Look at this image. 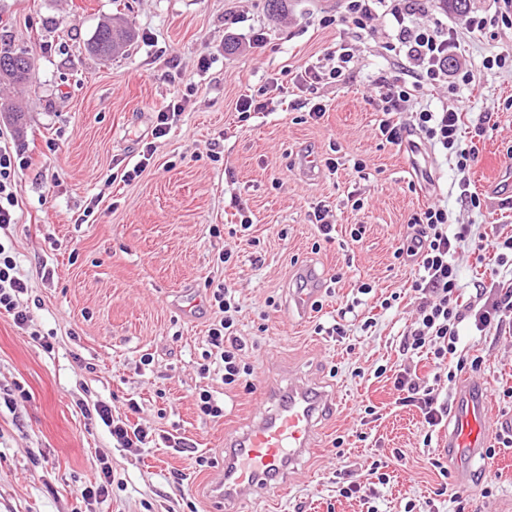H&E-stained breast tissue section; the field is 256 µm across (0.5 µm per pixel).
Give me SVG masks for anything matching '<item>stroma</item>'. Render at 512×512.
<instances>
[{"label":"stroma","mask_w":512,"mask_h":512,"mask_svg":"<svg viewBox=\"0 0 512 512\" xmlns=\"http://www.w3.org/2000/svg\"><path fill=\"white\" fill-rule=\"evenodd\" d=\"M426 6L456 27L474 80L407 103L399 119L409 130L392 144L378 133L383 112L364 93L400 75L395 32L383 17L369 31L342 22V0H287L276 19L268 0H0V50L32 61L27 84L0 85V146L31 160L15 177L18 222L8 244L28 284L21 305L53 345L44 351L0 312V512H215L208 481L224 464L225 431L254 416L263 385L291 374L335 392L336 411L287 485L253 512H402L408 503L414 512H454V491L465 512H512V447L495 467L450 459L440 475L431 460L447 426L429 429L416 407L396 404L392 387L406 363L422 376L433 370L430 355L409 360L400 348L417 320L416 268L394 251L413 213L444 205L452 224L469 228L454 257L464 301H475L492 269L512 276L493 250L471 244L490 231L512 236V209L484 189L512 167V68L483 66L512 53V25L498 19L503 0H469L463 15L438 0ZM116 15L135 40L123 55L98 59L86 46ZM327 15L335 24L321 26ZM470 15L489 18L486 33L466 30ZM257 30L269 35L265 48L250 44ZM342 44L354 51L346 81L296 96L282 90L287 76ZM257 94L265 111L239 121L237 101ZM177 95L186 96L185 111L153 138L157 111ZM298 98L326 106L320 123L304 120ZM7 103L23 106L21 120ZM428 106L462 111V145L476 153L465 170L411 129L413 112ZM484 115L493 127L480 135ZM150 142L148 166L125 181ZM330 156L337 171L325 165ZM319 205L333 214L329 242L312 222ZM355 224L364 227L357 242ZM226 250L227 265L218 259ZM300 264L342 276L320 291L321 310L296 308ZM211 281L226 282L239 302L242 357L253 370L231 390L217 371L199 369L215 317ZM364 282L375 295H359ZM394 292L400 300L383 308ZM349 303L355 317L335 339L326 329ZM460 348L483 360L475 377L489 423H511L512 321L466 333ZM202 389L223 403V417L199 414ZM100 402L149 429L151 443L137 451L113 443L94 411ZM368 406L374 415L361 419ZM102 455L114 482L107 497L84 502L80 491L98 479ZM198 455L212 466L194 467ZM376 463L386 483L372 475ZM344 472L361 487L349 499L337 488ZM443 483L449 493L437 495Z\"/></svg>","instance_id":"35a3bbf8"}]
</instances>
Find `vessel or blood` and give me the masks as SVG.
<instances>
[{
  "mask_svg": "<svg viewBox=\"0 0 512 512\" xmlns=\"http://www.w3.org/2000/svg\"><path fill=\"white\" fill-rule=\"evenodd\" d=\"M262 399L268 409L242 431L224 439V469L214 489L224 512H241L247 501L262 497L272 483L287 482L306 452L315 446L317 426L336 402L301 378L285 388L266 386ZM448 437L441 451L456 458H484L493 440L486 424L488 403L482 382L465 379L457 388Z\"/></svg>",
  "mask_w": 512,
  "mask_h": 512,
  "instance_id": "1",
  "label": "vessel or blood"
}]
</instances>
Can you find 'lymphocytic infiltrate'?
I'll return each instance as SVG.
<instances>
[{"label": "lymphocytic infiltrate", "instance_id": "lymphocytic-infiltrate-1", "mask_svg": "<svg viewBox=\"0 0 512 512\" xmlns=\"http://www.w3.org/2000/svg\"><path fill=\"white\" fill-rule=\"evenodd\" d=\"M344 4L345 19L360 29L366 28L378 13H385L396 31L399 52L408 62L405 76L379 86L378 96L385 117L378 128L387 142L402 141L404 125L395 115L412 98L427 89L447 85L452 79L466 84L473 81L470 70L448 66L449 60L465 54L454 26L439 18L421 22L412 0H344ZM353 58L351 48L339 46L329 53L327 63L305 67L293 77L292 83L300 88L321 81H344L350 74ZM461 118V112L455 110L426 108L415 113L414 126L433 145L455 152L457 166L463 169L470 153L460 140ZM409 227V235L396 248L394 256L413 259L418 266L412 290L419 326L404 337L402 350L407 355L429 351L435 366L441 367L448 358H455L463 324L473 323L477 331L484 332L512 318V279L493 281L483 305L462 304L454 255L460 242L466 239L465 232H450L447 208L436 205L413 214ZM16 267L10 248L0 243V310L12 313L20 330L31 331L32 317L20 307V296L26 292L27 285L18 277ZM209 303L219 318L211 324L204 340L201 370L206 373L210 368H218L225 387L232 388L251 373L250 366L240 357L243 345L232 317L238 305L231 289L221 282L210 284ZM393 387L398 393L397 404L418 408L428 426H438L447 417V403L440 401L428 379L419 377L411 368L396 373Z\"/></svg>", "mask_w": 512, "mask_h": 512}]
</instances>
